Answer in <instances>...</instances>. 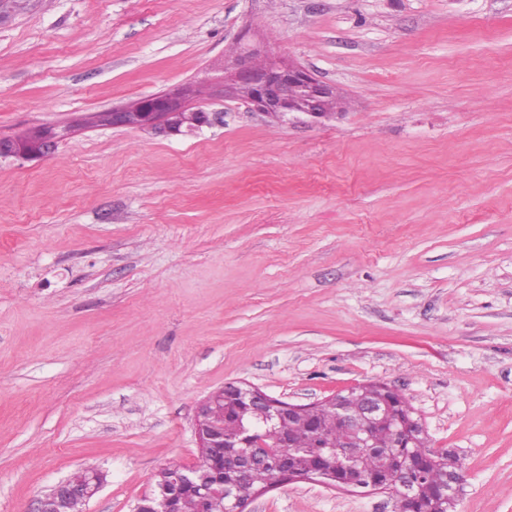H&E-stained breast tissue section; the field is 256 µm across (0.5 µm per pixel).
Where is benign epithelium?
<instances>
[{
	"label": "benign epithelium",
	"instance_id": "benign-epithelium-1",
	"mask_svg": "<svg viewBox=\"0 0 512 512\" xmlns=\"http://www.w3.org/2000/svg\"><path fill=\"white\" fill-rule=\"evenodd\" d=\"M260 53V47L247 44L224 58V69L231 70V84L224 86V94L234 96L238 87H248L250 95L246 101L257 111V115L278 122L319 124L341 116L339 112L323 110L324 101L336 94L334 87L291 61L272 59L266 67L256 68L251 64V58ZM191 98V85H177L164 93L144 96L134 106L110 110L109 124L163 136L193 134L204 127L224 125V113L189 107L186 102ZM68 133L67 127L42 124L21 137H1L0 158L32 161L47 157L57 150ZM236 391L258 411L260 419L239 418L235 435L226 438L223 432L224 411L219 408L224 401V389L211 393L196 408L195 433L200 457H205L209 448H244L246 453H236L232 457L238 475L245 476L255 461L262 460L270 465L273 479L246 497L238 493L236 483L214 488L206 481L199 467H187L169 480L168 487L161 489L160 496L148 494L139 498L134 512H183V491L186 488L199 491L198 501L201 504L220 496L224 498L226 512H245L249 500L285 482L300 481L352 492L391 490L399 497L400 512H409L408 505L416 498L422 476V472L414 468L411 458L398 453L389 455L390 471L386 478L367 484L361 463L350 457V449L373 447L372 428L376 424L390 427L394 435L393 447H415L417 440L427 436V432L413 408L398 415L391 410L389 401L371 397L364 403L363 414L358 416L351 413L342 393L322 401L321 405L335 411L340 420L341 438L335 445L322 444L320 431H315L316 447L327 449L328 457L337 456L342 462V477L334 480L325 474L321 466L300 469L293 456L276 452L278 448L296 447L294 435L285 425L286 420L301 417L317 408V405L286 402L241 381L237 382ZM267 428L278 431L277 440L271 444L265 442ZM85 472L86 479L81 483L64 479L49 488L38 499L35 512H63V506L72 499H92L104 486L106 473L97 468H87Z\"/></svg>",
	"mask_w": 512,
	"mask_h": 512
}]
</instances>
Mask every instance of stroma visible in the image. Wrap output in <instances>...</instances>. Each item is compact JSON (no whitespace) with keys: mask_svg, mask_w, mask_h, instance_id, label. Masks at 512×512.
<instances>
[{"mask_svg":"<svg viewBox=\"0 0 512 512\" xmlns=\"http://www.w3.org/2000/svg\"><path fill=\"white\" fill-rule=\"evenodd\" d=\"M0 22V512L84 468L132 512L199 458L195 411L241 380L314 404L379 382L463 464L455 512H512V0H22ZM342 115L224 96L243 44ZM193 84L185 137L84 117ZM246 512H399L286 483ZM21 137L0 138V158L32 161L53 154L70 131L67 127L42 124Z\"/></svg>","mask_w":512,"mask_h":512,"instance_id":"1","label":"stroma"}]
</instances>
